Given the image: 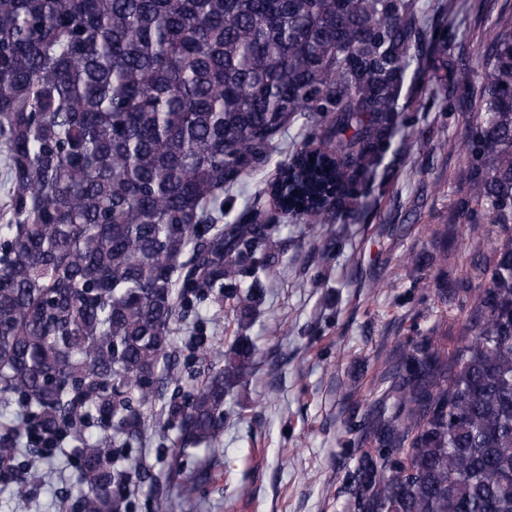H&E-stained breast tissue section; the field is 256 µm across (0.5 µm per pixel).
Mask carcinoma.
<instances>
[{
	"mask_svg": "<svg viewBox=\"0 0 512 512\" xmlns=\"http://www.w3.org/2000/svg\"><path fill=\"white\" fill-rule=\"evenodd\" d=\"M433 13L434 29L424 18ZM454 0H0V465L29 420L80 460L77 512H125L152 475L123 449L182 370L173 334L190 296L224 294L275 225L253 204L224 226V192L266 164L297 116L333 147L295 149L271 184L316 227L357 224L401 100L479 83L455 173L494 227L469 327L390 351L347 481L354 512H512V15L477 65L448 57ZM236 293L237 320L259 301ZM237 336L220 366L170 400L174 445L217 448L224 399L256 374ZM199 477L153 512H197Z\"/></svg>",
	"mask_w": 512,
	"mask_h": 512,
	"instance_id": "cac0c4a2",
	"label": "carcinoma"
}]
</instances>
